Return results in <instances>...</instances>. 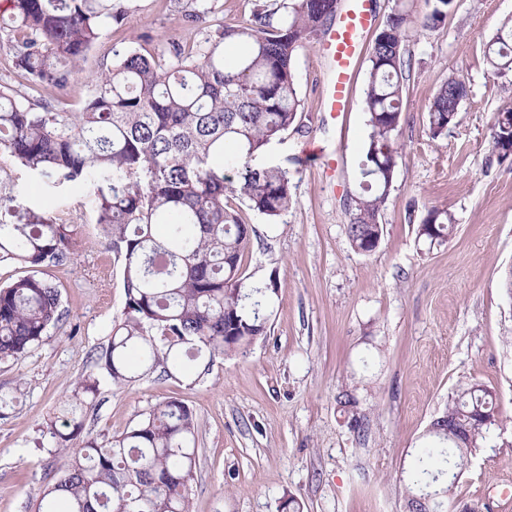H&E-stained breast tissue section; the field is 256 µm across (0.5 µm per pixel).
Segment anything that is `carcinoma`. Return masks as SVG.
Returning a JSON list of instances; mask_svg holds the SVG:
<instances>
[{"label":"carcinoma","instance_id":"1","mask_svg":"<svg viewBox=\"0 0 512 512\" xmlns=\"http://www.w3.org/2000/svg\"><path fill=\"white\" fill-rule=\"evenodd\" d=\"M184 18L206 23L201 0H183ZM424 25L443 22L453 0H432ZM337 0H254L252 19L216 30L204 44L169 42L167 60L139 51L95 79L79 112L47 98L30 100L0 83V151L59 182L93 181L96 224L120 263L125 304L92 370L64 401L63 433L46 431L59 448L84 430L99 392V372L117 386L136 381L141 365L191 372V363L246 349L267 335L277 284L259 287L244 268L252 226L246 207L276 218L294 203L292 177L252 159L293 127L299 98L294 53L336 18ZM127 9L117 0H10L0 21L12 43L16 72L35 90H62L81 62ZM408 15L391 13L370 50L365 89L367 141L378 160L360 166L364 194L352 198L351 248L365 254L382 237L379 222L398 157L406 81ZM494 75L512 73V28L503 23L485 51ZM466 95L450 77L428 105L432 138L447 136ZM512 107L494 113L491 147L507 148ZM0 266L24 270L0 286V360L17 359L65 318L59 285L46 270L68 263L77 241L71 225L0 195ZM451 214L432 209L419 236L442 243L454 232ZM499 423L493 396L474 382L448 398L430 421L433 444L415 452L411 488L436 498L444 512L462 460L483 447ZM197 423L180 400L158 404L129 430L89 439L46 486L38 512H189L188 481L196 466Z\"/></svg>","mask_w":512,"mask_h":512}]
</instances>
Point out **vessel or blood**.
<instances>
[{
    "instance_id": "obj_1",
    "label": "vessel or blood",
    "mask_w": 512,
    "mask_h": 512,
    "mask_svg": "<svg viewBox=\"0 0 512 512\" xmlns=\"http://www.w3.org/2000/svg\"><path fill=\"white\" fill-rule=\"evenodd\" d=\"M373 22L370 0H350L348 9L319 44V54L332 64V78L321 100L322 111L330 117H339L349 110L354 70L363 52L364 36Z\"/></svg>"
}]
</instances>
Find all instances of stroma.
Masks as SVG:
<instances>
[{
  "instance_id": "35a3bbf8",
  "label": "stroma",
  "mask_w": 512,
  "mask_h": 512,
  "mask_svg": "<svg viewBox=\"0 0 512 512\" xmlns=\"http://www.w3.org/2000/svg\"><path fill=\"white\" fill-rule=\"evenodd\" d=\"M377 24L401 9L413 26L402 102L400 156L381 213L379 246L355 252L346 235L348 201L361 191L367 138L361 59L351 109L334 121L320 101L329 77L317 43L294 54L299 118L252 160L287 169L295 202L275 219L247 210L255 233L245 263L255 285L277 282L266 335L246 353L201 364L198 378L155 368L138 381L102 378L85 430L69 450L46 432L61 403L107 345L125 297L120 266L94 221L92 182L57 184L0 152V191L71 224L70 261L50 268L67 316L20 359L0 361V512H36L41 494L84 440L134 426L176 398L193 408L198 458L189 481L190 512H407L408 472L432 417L449 396L478 381L493 393L502 424L469 458L448 512L485 504L512 486V159L490 147L492 116L512 105V84L492 75L487 43L512 18V0H454L437 26H422L430 0H373ZM129 13L88 53L63 108L77 112L115 52L150 51L169 38L187 44L248 21L253 0H205L208 22H185L176 0H125ZM466 96L454 124L432 139L429 103L448 77ZM317 142L341 163L328 173L307 164ZM448 211L455 231L429 244L418 226L432 209ZM351 392L355 407L337 398Z\"/></svg>"
}]
</instances>
